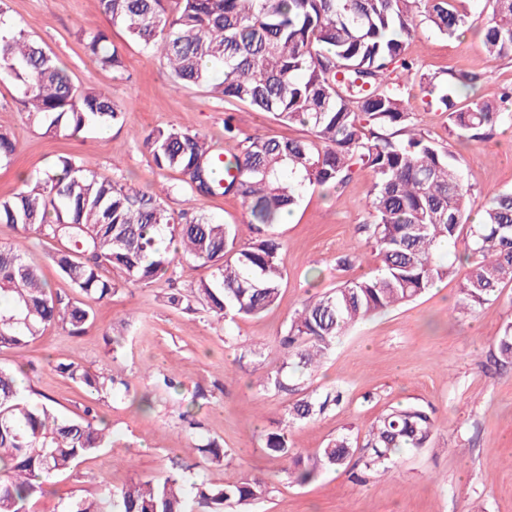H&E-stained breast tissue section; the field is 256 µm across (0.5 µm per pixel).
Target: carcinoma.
Returning a JSON list of instances; mask_svg holds the SVG:
<instances>
[{"label":"carcinoma","mask_w":512,"mask_h":512,"mask_svg":"<svg viewBox=\"0 0 512 512\" xmlns=\"http://www.w3.org/2000/svg\"><path fill=\"white\" fill-rule=\"evenodd\" d=\"M490 18L481 34L487 52L512 57V0H486ZM99 0L114 26L147 49L160 53L174 78L205 87L222 73V94L230 104L267 112L281 122L307 128L313 138L248 137L225 160L206 138L174 126L156 128L144 145L155 166L187 173L190 190L238 197L254 237L241 247L237 228L196 214L179 216L161 197L120 181L99 178L82 163L59 159L35 179L21 180L12 198L0 201V223L54 244L52 261L84 297L51 291L39 268L16 247H0V350L22 351L50 326L77 336L94 319L85 301L112 296L116 283L173 280L176 259L189 256L212 268L211 278L168 296L190 310L198 303L217 317L257 316L279 298L282 269L276 226L312 185H343L357 168L375 180L370 207L374 223L364 225L380 259L377 271L350 278L303 304L281 345L287 361L260 378V386L289 390L288 360L311 370L346 329L389 308L412 302L439 281L460 279L458 312H471L499 297L512 281V191L493 194L471 223L475 196L465 184L450 145L414 128L405 107L409 83H418L448 113V135L483 139L512 125V86L499 100L470 99L459 108L443 92L447 81L418 73L406 55L416 18L453 36L469 28L463 0ZM86 49L103 68L124 70L122 54L102 30L84 32ZM22 88L27 116L46 131L80 133L96 122L120 121L122 109L101 91L77 87L67 70L26 31L13 27L0 37V76ZM470 240L466 262L455 247ZM497 359L512 362V322L496 342ZM56 370L78 387L108 398L128 382L72 363ZM342 399L341 392L308 395L290 417L302 422ZM434 424L418 406L392 407L372 424L364 468L387 470L405 449L428 447ZM112 443L96 409L71 418L49 402L19 388L15 372L0 367V512H26L27 503L47 491L53 477ZM267 451L282 459L298 484L325 470L346 466L356 442L342 434L318 455L304 459L287 433L267 434ZM219 462L215 440L197 446ZM260 477L215 486L186 484L179 476L134 482L92 500L75 498L64 512H224L261 498Z\"/></svg>","instance_id":"cac0c4a2"}]
</instances>
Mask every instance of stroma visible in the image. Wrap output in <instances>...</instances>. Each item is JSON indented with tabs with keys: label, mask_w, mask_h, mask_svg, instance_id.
Masks as SVG:
<instances>
[{
	"label": "stroma",
	"mask_w": 512,
	"mask_h": 512,
	"mask_svg": "<svg viewBox=\"0 0 512 512\" xmlns=\"http://www.w3.org/2000/svg\"><path fill=\"white\" fill-rule=\"evenodd\" d=\"M483 4L466 0L471 28L461 36L418 26L407 55L424 73L479 74L477 95L494 100L512 84V57L486 51L479 34ZM0 16L52 52L76 86L108 93L123 111L120 123L111 127L91 124L77 137L49 134L42 124L23 118L21 89L0 77V130L18 141L16 153L0 163V200L14 195L20 175L37 176L58 158L69 157L98 177L162 190L163 203L173 213L191 209L236 225L241 242L251 239L240 199L191 195L179 171L154 166L143 138L154 128L172 125L230 154L239 152L248 136L305 138L306 128L228 104L213 88L181 85L160 53L110 25L97 0H0ZM96 28L106 30L119 48L123 73L102 68L87 52L83 34ZM406 100L422 131L451 143L477 201L512 190V128H498L484 140L453 142L446 114L429 104L418 86L409 87ZM228 122L236 138L225 137ZM372 183V172L361 168L341 186L304 191L291 221L278 227L284 279L276 304L260 316L224 320L204 310L171 307L162 281L121 285L111 298L92 304L94 322L83 334L71 336L53 326L23 351L0 350L1 367L33 364L28 381L36 396L52 398L57 410L71 417L95 407L112 432L111 447L58 474L43 496L28 502V512H63L72 498L170 475L218 486L261 476L265 494L250 512H512V364L493 359L494 341L512 321V282L503 284L496 301L465 314L455 309L458 278L438 282L417 301L353 326L314 372L289 368L291 391L258 385L265 371L281 365L280 338L308 298L378 266L377 254L359 230L372 221ZM0 246L22 249L52 291L74 295L50 259V243L0 224ZM347 253L360 261L346 272L338 269L336 258ZM114 336L121 337L120 347L112 346ZM61 362L118 373L133 393L149 394L152 411L141 412L131 396L121 393L102 401L84 392L59 374ZM165 374L176 378L178 390L158 387V377ZM333 387L344 392L340 405L313 421L289 425L293 403ZM198 390L205 397L196 410L200 426L192 429L181 414ZM407 404L431 411L433 441L401 454L385 471L346 467L300 486L265 449L267 433L280 429L305 457L345 433L361 444L382 412ZM209 440L221 443L223 461L213 463L198 453L197 444Z\"/></svg>",
	"instance_id": "obj_1"
}]
</instances>
